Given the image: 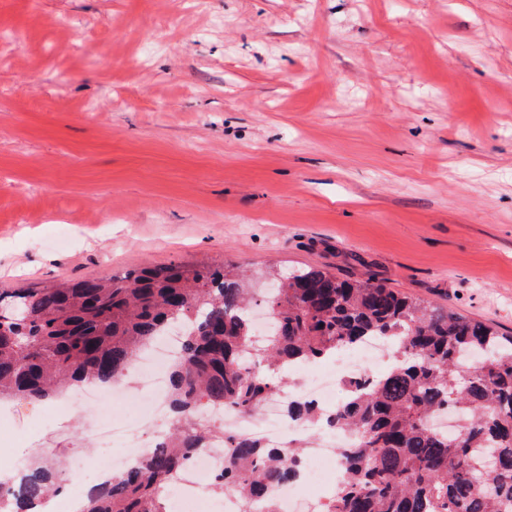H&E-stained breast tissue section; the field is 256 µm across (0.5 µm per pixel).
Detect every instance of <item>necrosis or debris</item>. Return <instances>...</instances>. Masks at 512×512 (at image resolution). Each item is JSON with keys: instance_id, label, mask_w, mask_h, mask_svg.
<instances>
[{"instance_id": "obj_1", "label": "necrosis or debris", "mask_w": 512, "mask_h": 512, "mask_svg": "<svg viewBox=\"0 0 512 512\" xmlns=\"http://www.w3.org/2000/svg\"><path fill=\"white\" fill-rule=\"evenodd\" d=\"M181 336V329L168 331L161 342L138 357L123 382L114 383L106 389L88 386L68 395L67 401L73 407L84 401L92 402L104 396L114 398L131 391L144 398L145 420L105 419L99 423L94 442L110 445L111 450L97 453L94 467L87 476L89 483H98L105 477L134 467L138 457L151 451L169 427L171 417L165 399L167 381L164 369L178 356ZM384 347V341L371 338L340 351L322 365L293 367V385L268 400L257 417L244 416L235 408L224 406L200 414L198 421L238 436L257 438L272 448H286L288 439L301 432L302 424L285 415V404L304 402L323 417H331L337 408V388L348 379L365 378L371 363L381 355ZM354 442L355 436L350 432L325 431L318 442L306 449L299 463V482H314L319 469L325 465L333 471H340V453L342 449L352 447ZM226 448L223 439H214L188 459L174 477L175 495L165 498L167 512H176L179 501L194 497L204 481L213 479L223 470Z\"/></svg>"}]
</instances>
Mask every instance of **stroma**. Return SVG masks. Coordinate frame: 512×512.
Returning <instances> with one entry per match:
<instances>
[{
  "label": "stroma",
  "mask_w": 512,
  "mask_h": 512,
  "mask_svg": "<svg viewBox=\"0 0 512 512\" xmlns=\"http://www.w3.org/2000/svg\"><path fill=\"white\" fill-rule=\"evenodd\" d=\"M172 262L511 332L512 0H0V289Z\"/></svg>",
  "instance_id": "obj_1"
}]
</instances>
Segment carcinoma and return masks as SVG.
Masks as SVG:
<instances>
[{
    "label": "carcinoma",
    "mask_w": 512,
    "mask_h": 512,
    "mask_svg": "<svg viewBox=\"0 0 512 512\" xmlns=\"http://www.w3.org/2000/svg\"><path fill=\"white\" fill-rule=\"evenodd\" d=\"M255 302L236 265L164 264L125 276L63 281L0 292V402L58 397L121 380L141 351L174 321L190 324L169 373L174 426L129 471L87 494L82 512H166L157 490L189 455L223 436L197 416L226 404L249 416L273 397L288 367L329 357L369 337L392 347V365L371 382L350 380L332 423L357 435L341 453L343 476L328 512H501L512 502V336L486 321L402 295L374 276L345 280L319 268L288 274L267 300L275 330L252 366ZM451 409L464 420L452 435L431 421ZM309 425L310 406L287 405ZM216 491H235L252 512H277L267 491L297 476L300 453L253 438L227 437ZM0 481V512H28L50 496V459Z\"/></svg>",
    "instance_id": "obj_1"
}]
</instances>
